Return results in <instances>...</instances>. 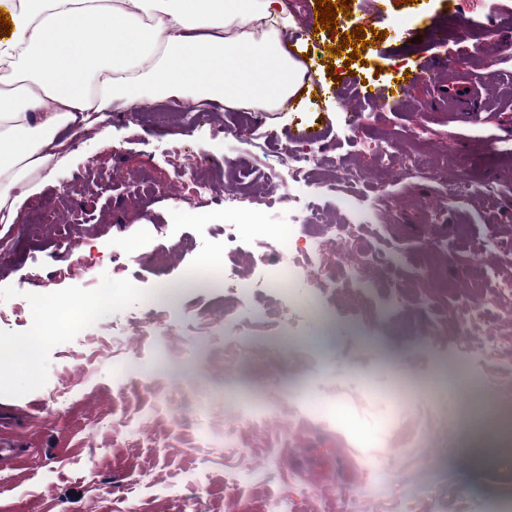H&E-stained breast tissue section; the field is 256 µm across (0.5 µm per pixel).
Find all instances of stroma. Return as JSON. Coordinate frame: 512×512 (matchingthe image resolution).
Instances as JSON below:
<instances>
[{
    "label": "stroma",
    "instance_id": "1",
    "mask_svg": "<svg viewBox=\"0 0 512 512\" xmlns=\"http://www.w3.org/2000/svg\"><path fill=\"white\" fill-rule=\"evenodd\" d=\"M373 9V0H351L311 49L318 105L264 120L275 151L300 147L299 126L322 129L312 202L330 222L352 219L335 196L337 165L364 172L354 206L365 223L347 253L369 254L374 287H343L335 249L306 250L322 227L297 224L294 259L309 276L293 292L315 312L290 326L273 315L278 289L260 282L237 294L236 278L250 273L243 254L266 244L245 235L225 249V225L241 221L222 203L225 174H241L258 204L287 196L289 179L263 176L247 115L219 102L176 123L159 117L157 99L112 108L107 136H71L68 158L51 163L20 222L0 223V345L28 336L38 347L0 377V435L23 449L21 460L0 461V512H512V395L491 397L505 440L480 452L481 426L452 374L459 364L495 374L499 363L471 347L512 346V53L501 49L512 39V0H388L379 17ZM428 15L447 25L446 44L412 42ZM358 25L369 42L360 58L330 55ZM433 58L492 95L476 122L455 121L441 82L414 83L399 106L368 104L365 92ZM351 75L356 84L343 86ZM354 112L364 113V130L351 127ZM386 141L416 154L418 166L382 161ZM173 152L205 171L208 200L188 203L167 162ZM462 170L471 189L451 197ZM67 188L74 203L64 208ZM190 210L207 222H188ZM429 225L440 231L427 241ZM393 249L401 259L386 263ZM217 267L227 279L212 288ZM190 272L198 287H182ZM100 286L110 292L99 317L81 316V335L57 328L58 300L92 301ZM462 302L474 318L469 336L460 333ZM260 308L270 317L252 320ZM144 321L153 335L138 334ZM361 356L417 403L418 416L390 421L385 402L351 387ZM239 406L262 409V421L209 446ZM321 441L333 444L348 483L318 489L291 468V448Z\"/></svg>",
    "mask_w": 512,
    "mask_h": 512
}]
</instances>
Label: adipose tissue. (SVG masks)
<instances>
[{
    "instance_id": "adipose-tissue-1",
    "label": "adipose tissue",
    "mask_w": 512,
    "mask_h": 512,
    "mask_svg": "<svg viewBox=\"0 0 512 512\" xmlns=\"http://www.w3.org/2000/svg\"><path fill=\"white\" fill-rule=\"evenodd\" d=\"M281 0H8L0 36V222L18 187L112 105L159 97L281 111L305 70L283 47Z\"/></svg>"
}]
</instances>
